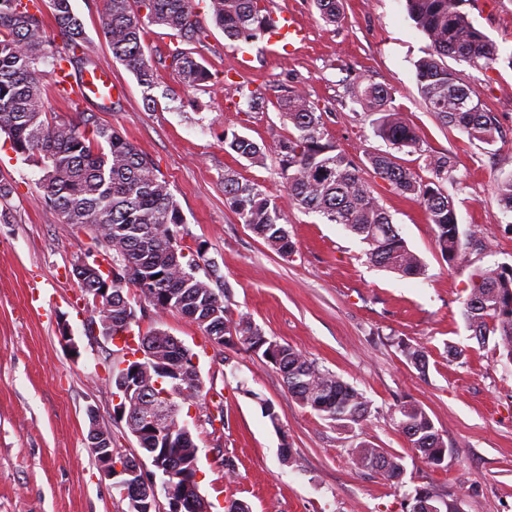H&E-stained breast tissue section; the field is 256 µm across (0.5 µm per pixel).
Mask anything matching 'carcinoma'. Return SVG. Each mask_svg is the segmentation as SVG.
Masks as SVG:
<instances>
[{
	"mask_svg": "<svg viewBox=\"0 0 512 512\" xmlns=\"http://www.w3.org/2000/svg\"><path fill=\"white\" fill-rule=\"evenodd\" d=\"M321 19L336 24L339 0H315ZM62 46L50 48V38L38 0H0V132L12 147L42 171L40 188L46 204L66 224L89 227L102 243V260L112 275L100 270L95 256L85 255L91 265L73 268L83 296L92 304L100 334L106 327L132 331L135 309L123 294L136 288L158 312H177L195 322L207 336L224 337V346H241L262 356L279 371L288 392L304 407L339 427L363 426L370 415L364 394L333 372L321 367L287 344L269 340L249 318L234 320L228 314L224 276L208 264L198 277L203 245L188 244L180 234L183 217L168 182L154 162L112 127L81 112L78 118L56 122L47 115V96L54 91L51 76L67 66L83 72L96 63L85 52V32L73 11L71 0H49ZM414 27L429 40L426 56L416 64L419 93L428 109L447 126L469 138L491 144L496 139L494 117L473 100L470 89L448 69L446 58L475 67H490L502 54L493 41L476 29L462 10L463 0H405ZM214 25L232 41L250 42L266 33L272 19L262 0H210ZM103 35L112 55L127 67L144 87L157 84V65L168 67L185 89H195L210 80L209 70L181 44L203 43L208 38L194 7V0H103L100 17ZM169 31L178 42L153 63L144 50L149 27ZM355 95L365 111L376 115L378 135L393 148L420 150V136L390 106L387 89L368 84L357 86ZM281 115L293 131L277 145L278 174L295 204L317 213L330 224H342L367 244L366 256L373 266L402 277L419 278L425 273L422 259L407 245L391 216L379 204L359 166L326 138L323 112L305 94L290 90L280 99ZM224 146L240 157L260 162L265 150L249 138L224 134ZM373 173L390 188L410 195L424 208L434 225L435 244L441 257L454 264L462 259L454 203L444 183L454 178V164L446 155H430L424 178L396 162L390 152L368 155ZM495 192L502 210L512 214V176L501 179ZM224 200L246 225L279 255L293 254L295 245L288 221L276 202L257 183L240 181L224 173ZM112 279L108 295L97 296L102 282ZM463 316L471 337L494 348L512 363V266H494L475 274L463 303ZM170 360L171 370L151 376L143 387L152 392L168 390L177 408L197 404L203 385L183 394L176 390L177 372L194 356L162 330L147 335ZM400 351L419 370L426 368L424 347L401 342ZM397 427L413 452L431 466L442 465L446 455L443 438L418 404L404 401L397 406ZM166 448L165 462L179 489L193 472L181 466L196 456L192 432L170 419L160 442H149L142 451ZM355 468L365 469L380 460L376 473L389 483L400 481L403 457L369 444L349 449Z\"/></svg>",
	"mask_w": 512,
	"mask_h": 512,
	"instance_id": "1",
	"label": "carcinoma"
}]
</instances>
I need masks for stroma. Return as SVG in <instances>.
Masks as SVG:
<instances>
[{
	"label": "stroma",
	"instance_id": "obj_1",
	"mask_svg": "<svg viewBox=\"0 0 512 512\" xmlns=\"http://www.w3.org/2000/svg\"><path fill=\"white\" fill-rule=\"evenodd\" d=\"M72 6L84 24L87 54L112 73L119 105L52 95L50 117L94 114L147 154L170 184L185 240L203 244L206 260L223 273L231 316L250 317L268 339L304 353L370 402L365 425L336 427L295 400L262 355L212 346L197 324L156 312L136 288H126L140 333L164 330L199 358L203 396L179 417L198 445L199 489L212 512H224L233 500L252 512H406L421 488L445 494L460 512H512V365L470 339L463 316L474 269L512 266V217L495 193L496 181L512 175V66L447 61L495 118L498 134L488 145L441 125L427 110L415 64L429 41L408 19L405 0H343L333 26L321 20L314 0H267L271 16L293 13L307 30L306 43H282L273 53L263 35L228 40L211 25L209 0H195L210 30L191 49L212 79L184 90L170 70H160V82L176 94L149 105L101 32L102 0H72ZM462 9L502 53L512 52V0H465ZM229 74L259 94L257 109L238 110L225 85ZM357 76L387 88L392 108L420 133L422 153L399 152L403 166L423 175L426 154L453 158L454 178L445 189L469 243L462 263L442 259L419 203L381 179L371 181L374 194L424 261L422 277L373 267L359 237L299 209L281 182L273 149L291 130L278 107L288 88L318 105L328 139L358 165L387 150L354 97ZM228 130L267 147L265 162L225 152ZM228 171L275 199L295 244L290 257L279 256L225 205ZM40 176L0 133V180L13 187L0 217V512H128L87 444L94 420L111 433L117 451L140 452L114 414L110 376L118 346L88 334L91 306L72 275L77 258L97 244L91 231L64 223L44 202ZM402 340L427 347L425 371L407 362ZM452 345L463 351L454 361ZM406 400L420 404L441 434L447 448L441 466L423 462L398 431L395 409ZM268 403L277 421L266 416ZM362 442L402 456L400 484L354 467L348 450Z\"/></svg>",
	"mask_w": 512,
	"mask_h": 512
}]
</instances>
